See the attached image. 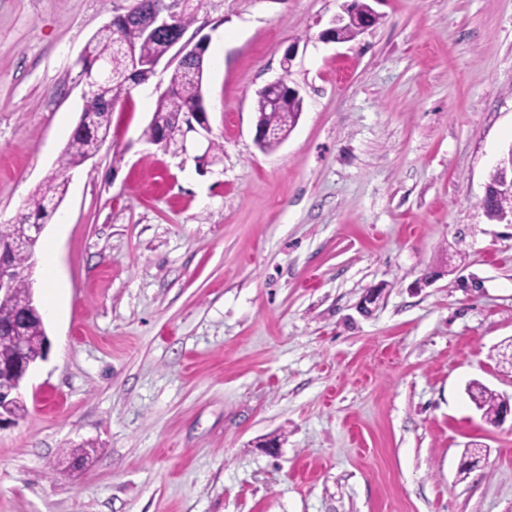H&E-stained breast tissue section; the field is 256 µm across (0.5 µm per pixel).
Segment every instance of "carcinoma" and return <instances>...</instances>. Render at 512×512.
I'll list each match as a JSON object with an SVG mask.
<instances>
[{"instance_id":"carcinoma-1","label":"carcinoma","mask_w":512,"mask_h":512,"mask_svg":"<svg viewBox=\"0 0 512 512\" xmlns=\"http://www.w3.org/2000/svg\"><path fill=\"white\" fill-rule=\"evenodd\" d=\"M135 46L141 59L148 61L164 52V42L160 38L145 39L136 27H118L102 30L91 41L89 57L93 60L113 62L112 80L105 93L93 90L85 100L80 123L74 128L60 158L59 171L47 177L31 194L26 202L21 221L45 224L54 215L51 206L64 200L69 179L66 173L83 166L87 159L95 154L101 140L109 136L112 112L117 103L127 99L138 85L147 83L152 77L150 69L142 67L130 73L123 64L114 59L120 46ZM204 62L172 69L166 91L158 95L151 121L143 130L142 138L156 141L178 128L188 112L206 111L203 99ZM256 119L261 124L289 133L297 125L303 112V99L296 94L286 92L275 101L263 94L256 98ZM512 173V146L501 156V163L489 175L487 191L480 201L486 217L493 223L512 222V196L496 193L500 181ZM14 291L0 297V324L5 325L17 320L28 308L30 285L21 275L13 282ZM45 328L37 320L29 321L26 330L18 341L22 343L31 360L41 357V336ZM471 400L482 417L490 424L499 423L503 401L501 397L487 387L475 383L468 388Z\"/></svg>"}]
</instances>
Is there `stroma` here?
I'll return each instance as SVG.
<instances>
[{
    "label": "stroma",
    "instance_id": "obj_1",
    "mask_svg": "<svg viewBox=\"0 0 512 512\" xmlns=\"http://www.w3.org/2000/svg\"><path fill=\"white\" fill-rule=\"evenodd\" d=\"M349 2L199 0L212 133L185 152L142 138L167 72L116 105L42 236L50 349L0 429V512H512V419L467 393L512 398V224L479 205L512 146V0H375L322 41ZM127 5L0 0V224L57 171L74 60ZM283 75L303 112L264 152ZM358 0H353L351 4H349L345 13L347 15L348 21L353 22L352 24L346 25L343 27L339 33V40L334 35V31L338 29V25L345 20L344 16H337L334 20V26L324 30L321 34V37L326 42H347L354 38H356L359 34H361L364 30L372 25V19L377 12L374 9L367 11V13L360 12L358 8L355 6ZM356 23V24H354ZM360 25L363 29L360 28ZM468 392L477 409L482 411L484 420L493 425L498 424L504 404L502 397L478 383L469 386Z\"/></svg>",
    "mask_w": 512,
    "mask_h": 512
}]
</instances>
